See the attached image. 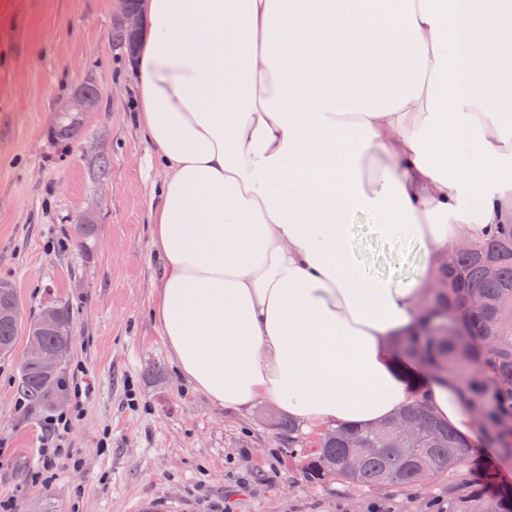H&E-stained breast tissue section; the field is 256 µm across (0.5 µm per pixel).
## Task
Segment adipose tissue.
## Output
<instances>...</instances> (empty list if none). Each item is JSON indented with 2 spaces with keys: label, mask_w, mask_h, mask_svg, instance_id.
I'll return each instance as SVG.
<instances>
[{
  "label": "adipose tissue",
  "mask_w": 512,
  "mask_h": 512,
  "mask_svg": "<svg viewBox=\"0 0 512 512\" xmlns=\"http://www.w3.org/2000/svg\"><path fill=\"white\" fill-rule=\"evenodd\" d=\"M135 121L157 151L153 315L193 387L304 428L412 400L477 443L447 373L412 393L395 338L434 259L512 223V0H141ZM417 242L373 276L352 219Z\"/></svg>",
  "instance_id": "ef3b65f1"
}]
</instances>
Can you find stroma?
I'll use <instances>...</instances> for the list:
<instances>
[{
  "label": "stroma",
  "mask_w": 512,
  "mask_h": 512,
  "mask_svg": "<svg viewBox=\"0 0 512 512\" xmlns=\"http://www.w3.org/2000/svg\"><path fill=\"white\" fill-rule=\"evenodd\" d=\"M111 0H0V284L14 288L30 322L60 301L73 315L64 377L83 369L84 413L68 442L81 465L51 485L26 483L46 442V419L65 396L34 404L19 388L27 333L0 358V497L17 512H135L169 502L177 512H361L401 492L336 483L313 487L303 459L277 438L279 414L257 404L230 413L193 392L171 363L152 310L162 262L151 233L155 149L137 129L131 63L113 47ZM93 81L100 106L82 138L47 137L51 112ZM108 156L106 180L92 157ZM95 235L73 237L84 212ZM372 275L414 278L426 261L415 242L379 239L373 221L353 219Z\"/></svg>",
  "instance_id": "1"
}]
</instances>
